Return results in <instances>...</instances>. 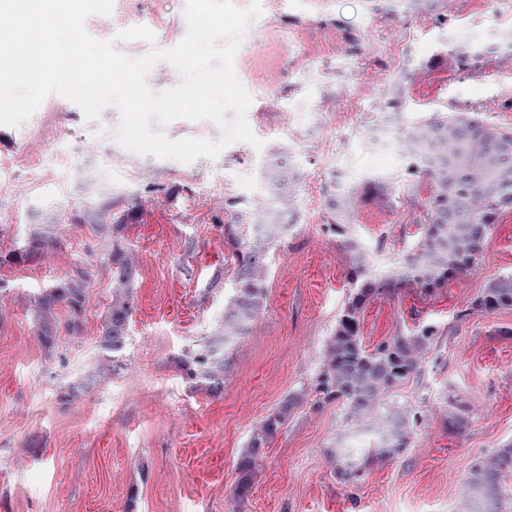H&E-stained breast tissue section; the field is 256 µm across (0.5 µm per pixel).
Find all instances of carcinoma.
<instances>
[{
  "mask_svg": "<svg viewBox=\"0 0 512 512\" xmlns=\"http://www.w3.org/2000/svg\"><path fill=\"white\" fill-rule=\"evenodd\" d=\"M483 53L469 48L458 56L461 69L478 73ZM418 174L428 192L411 197L422 212V238L414 251L398 266L378 275L368 252L355 239L345 241L352 272V299L329 339L323 359L320 384L328 396L343 400L356 420L375 422L379 439L369 448L366 458L393 459L410 446L408 415L399 408L384 406L385 397L397 384L418 374L431 349L436 330L425 326L412 334L398 333L374 349L364 347L360 334L361 311L365 302L386 285L413 284L433 288L448 277L471 269L483 250L484 242L498 216L512 210V130L506 131L478 118L459 123L453 116H438L408 126ZM367 194L379 204L393 196L391 181L378 175L367 181ZM336 212V227L355 221L354 192L336 195L330 200ZM264 222L251 224L254 240L242 237L232 224L225 235L234 249L235 295L224 312V330L198 351H189L181 360L183 370L194 388L212 395L224 391V351L230 341L245 334L261 310L266 291L270 248L288 233V199L277 195L262 208ZM102 241V265L112 286V300L102 320L99 348L105 360L119 362L129 334L131 293L136 268L122 243L124 218L112 220V205L89 209L74 216ZM55 224H35L26 246L19 251L0 254V267L49 257L61 248ZM93 273L77 266L64 281L47 289L34 301L37 336L41 344L53 350L61 339L60 331L78 336L83 330V313ZM477 306L487 313L512 308V275L492 280L478 298ZM300 403L296 395L286 397L268 413L253 431L237 463L240 478L235 494L243 499L250 489V476L264 449L288 423ZM448 424L462 431L468 423L466 410L452 406ZM512 475V444H506L493 456L472 466L460 512H512V500L503 490V482Z\"/></svg>",
  "mask_w": 512,
  "mask_h": 512,
  "instance_id": "obj_1",
  "label": "carcinoma"
}]
</instances>
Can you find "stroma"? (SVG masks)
Segmentation results:
<instances>
[{"label":"stroma","mask_w":512,"mask_h":512,"mask_svg":"<svg viewBox=\"0 0 512 512\" xmlns=\"http://www.w3.org/2000/svg\"><path fill=\"white\" fill-rule=\"evenodd\" d=\"M185 4L114 0L111 14L85 24L109 25L122 54L133 31L141 53L167 50ZM261 9L241 48L263 45L272 32L284 41L277 86L237 74L252 98L247 121L259 146L236 141L188 163L139 155L115 141L119 109L103 125L51 96L22 124L0 125V253L23 246L35 224L57 225L63 241L50 258L0 268V512H456L473 464L512 444V309L473 307L491 280L512 275V210L500 214L470 272L427 291L384 289L362 310L368 348L400 331L436 330L420 372L386 398L409 413L405 452L368 461L356 451L362 470L342 477L331 452L349 424L347 406L318 385L326 343L352 296L343 238H356L382 271L402 262L421 232L408 196L423 180L406 158L365 145L383 105L368 92L370 75L391 81L397 54H406L415 68L408 121L465 106L512 129V74L497 71L512 0H448L444 24L409 0H261ZM312 22L314 38L306 34ZM461 38L482 49L480 76L432 63ZM270 99L283 113L261 112ZM36 135L45 158L69 152L71 175L51 178L30 161L26 146ZM89 142L119 156L120 166L84 158ZM272 158L290 176L293 225L270 251L263 307L227 350L224 391L213 396L190 387L180 360L224 323L235 288L224 227L248 224L268 192L261 171ZM337 164L356 188L376 175L394 186L389 204L358 202L355 223L341 232L329 207ZM16 184L26 193H13ZM106 202L125 219L123 243L137 270L128 343L109 369L97 346L111 300L107 277L93 279L81 335L56 350L39 342L32 310L74 266L98 263L100 239L71 217ZM87 376L92 390L63 401L67 386ZM291 394L301 404L238 499L236 465L253 429ZM446 399L468 411L463 431L449 427Z\"/></svg>","instance_id":"obj_1"}]
</instances>
